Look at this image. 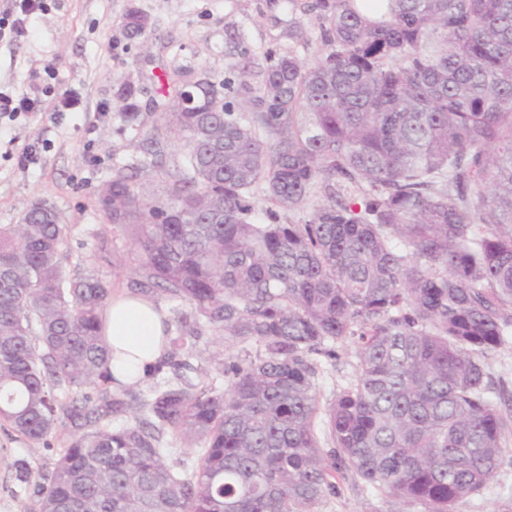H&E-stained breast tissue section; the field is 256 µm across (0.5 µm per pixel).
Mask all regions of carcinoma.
<instances>
[{"label": "carcinoma", "mask_w": 512, "mask_h": 512, "mask_svg": "<svg viewBox=\"0 0 512 512\" xmlns=\"http://www.w3.org/2000/svg\"><path fill=\"white\" fill-rule=\"evenodd\" d=\"M323 52L266 55L261 86L181 75L113 171L106 218L136 247L133 285L170 302L142 399L112 372V284L68 278V227L27 206L0 225V422L36 449L70 428L31 512H318L356 476L402 506L454 512L509 453L512 410L485 368L512 328V0H314ZM131 11L125 30L144 38ZM180 147L171 149V134ZM153 170L157 194L133 183ZM274 208L258 220L249 193ZM360 189L346 200L341 190ZM303 215V223L280 213ZM264 355L190 359L204 330ZM355 340L319 446V359ZM198 461L167 464L165 432Z\"/></svg>", "instance_id": "obj_1"}]
</instances>
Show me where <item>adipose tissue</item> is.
I'll list each match as a JSON object with an SVG mask.
<instances>
[{
	"label": "adipose tissue",
	"instance_id": "ef3b65f1",
	"mask_svg": "<svg viewBox=\"0 0 512 512\" xmlns=\"http://www.w3.org/2000/svg\"><path fill=\"white\" fill-rule=\"evenodd\" d=\"M162 303L136 295H116L104 313L103 335L112 349V371L128 382L140 378L166 350Z\"/></svg>",
	"mask_w": 512,
	"mask_h": 512
}]
</instances>
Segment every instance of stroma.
<instances>
[{
	"label": "stroma",
	"mask_w": 512,
	"mask_h": 512,
	"mask_svg": "<svg viewBox=\"0 0 512 512\" xmlns=\"http://www.w3.org/2000/svg\"><path fill=\"white\" fill-rule=\"evenodd\" d=\"M311 0H44L30 15L25 33L13 21L16 0H0V93H26L28 112H0V224L18 223L23 209L44 199L59 212L69 233L62 254L68 276L96 271L112 282L113 294L130 292L136 248L112 228L97 203V193L111 179L114 166L135 156L133 124L117 112L118 88L131 79L142 119L166 89L167 74L209 73L233 77L245 65L264 63L267 53L296 48L313 62L322 48ZM133 10L149 19L146 40L128 38L126 15ZM301 28L303 39L288 32ZM76 89L78 109L44 111L46 92ZM259 344H237L207 332L192 363L213 371V357L232 361L260 354ZM359 360L354 343L338 350L335 362H322L317 378L320 407L353 381ZM69 438L58 428L51 447L30 450L9 428L0 427V512H27L30 501L19 494L14 460L26 458L34 474L56 459ZM512 504V461H504L479 493L461 499L456 512H503ZM395 505L360 480L339 481L335 497L319 512H393Z\"/></svg>",
	"instance_id": "1"
}]
</instances>
